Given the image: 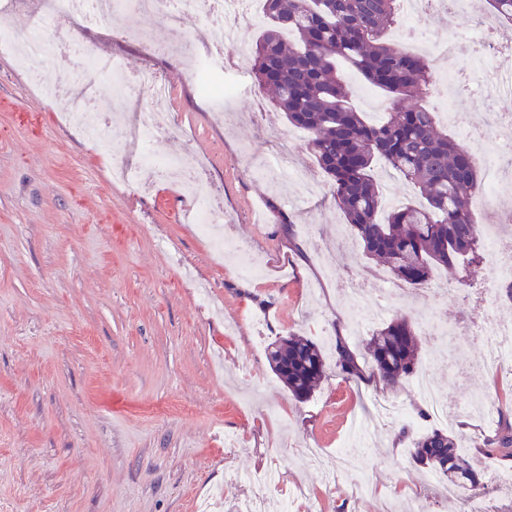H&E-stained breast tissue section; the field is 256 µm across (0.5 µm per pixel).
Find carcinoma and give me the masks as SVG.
Segmentation results:
<instances>
[{
    "label": "carcinoma",
    "mask_w": 512,
    "mask_h": 512,
    "mask_svg": "<svg viewBox=\"0 0 512 512\" xmlns=\"http://www.w3.org/2000/svg\"><path fill=\"white\" fill-rule=\"evenodd\" d=\"M264 24L251 45L257 85L291 126L308 134L307 144L327 175L329 192L363 253L387 267L397 280L426 283L442 265L480 261L483 234L470 216V201L483 188L472 152L448 138L423 103L431 62L384 40L396 18L398 0H263ZM491 12L512 27V0H486ZM343 60L389 98L387 118L371 123L352 103L340 77ZM398 172L423 202L385 207L373 168ZM370 369L341 336L335 337L336 371L347 381L366 383L377 374L396 384L419 364V342L411 323L396 318L365 346ZM273 373L298 401L325 376L322 348L305 336H281L267 345ZM483 452L512 457V424L484 441ZM410 458L459 489L478 484L477 469L454 438L433 429L413 443Z\"/></svg>",
    "instance_id": "obj_1"
}]
</instances>
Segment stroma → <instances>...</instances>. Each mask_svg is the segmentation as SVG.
Returning <instances> with one entry per match:
<instances>
[{"mask_svg":"<svg viewBox=\"0 0 512 512\" xmlns=\"http://www.w3.org/2000/svg\"><path fill=\"white\" fill-rule=\"evenodd\" d=\"M41 2L14 0L0 35L21 40L40 24L120 75L153 68L169 86L163 109L176 132L99 146L0 50V512H229L242 493L231 471L269 464L283 486L266 493V512H401L416 495L427 512H463L461 497L438 493L440 478L410 462L413 441L437 426L411 425L423 406L412 379L357 386L331 368L300 402L269 366L266 344L291 332L328 353L338 335L363 349L382 322L352 330L343 303L352 284L389 287L387 319L421 331L430 309L447 326L454 357L434 355L422 336L417 369L431 371L455 410L448 431L480 470L478 493L512 502L496 482L512 477V458L481 451L512 419V368L484 370L473 334V295L499 293L488 262L440 267L410 287L363 256L329 193L256 174L293 128L253 83L249 59L232 78L233 111L218 112L183 56L159 51L196 38L204 16H185L177 31L161 16L104 26L44 18ZM465 5L461 22L440 5L400 16L392 37L423 52L449 33L494 28L486 0ZM426 100L455 136L512 113V94H470L455 121L435 89ZM189 150L223 207L205 234L181 220L194 206L181 182L144 160ZM117 165L128 182L113 179ZM379 399L407 417L381 423L340 467L337 448ZM228 436L238 440L231 451Z\"/></svg>","mask_w":512,"mask_h":512,"instance_id":"obj_1","label":"stroma"}]
</instances>
